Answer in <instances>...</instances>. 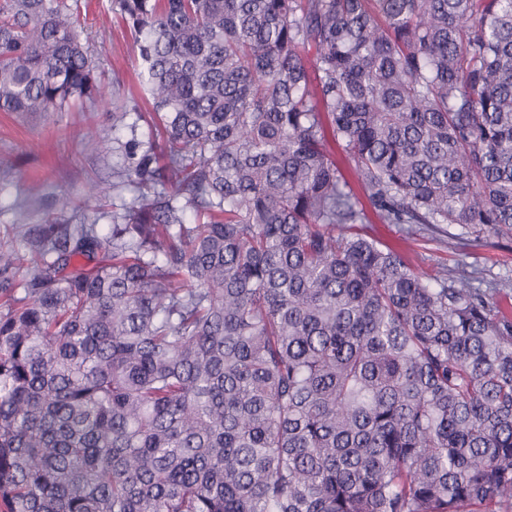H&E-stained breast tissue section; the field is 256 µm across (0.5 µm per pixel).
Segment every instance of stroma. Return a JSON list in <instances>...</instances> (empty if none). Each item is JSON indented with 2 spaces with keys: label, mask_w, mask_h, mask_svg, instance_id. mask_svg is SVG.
<instances>
[{
  "label": "stroma",
  "mask_w": 512,
  "mask_h": 512,
  "mask_svg": "<svg viewBox=\"0 0 512 512\" xmlns=\"http://www.w3.org/2000/svg\"><path fill=\"white\" fill-rule=\"evenodd\" d=\"M86 36L101 81L94 98L46 116L0 112V240L14 246L22 244L15 227L20 209L32 226L53 218L73 224L83 220L95 223L100 236H110L112 211L131 200L119 185L121 147L156 136L153 126L137 118L149 105L138 86L129 34L118 23L111 0H90ZM117 111L126 112L127 118L125 126L116 130L112 115ZM90 126L110 139L109 152L86 149L83 135ZM92 181L104 189L105 201L86 197ZM358 230L378 244L405 250L422 271L435 274L463 263L481 287L512 285V238L457 225L436 234L419 224L377 220L359 225ZM478 236L484 247L471 248V240Z\"/></svg>",
  "instance_id": "obj_1"
}]
</instances>
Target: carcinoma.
<instances>
[{"mask_svg":"<svg viewBox=\"0 0 512 512\" xmlns=\"http://www.w3.org/2000/svg\"><path fill=\"white\" fill-rule=\"evenodd\" d=\"M116 4L162 142L22 298L0 248V512H512V294L357 233L328 147L385 224L512 233V0ZM98 91L76 0H0V112Z\"/></svg>","mask_w":512,"mask_h":512,"instance_id":"cac0c4a2","label":"carcinoma"}]
</instances>
